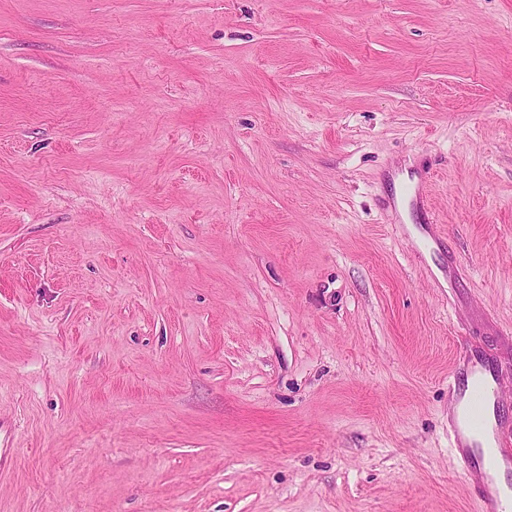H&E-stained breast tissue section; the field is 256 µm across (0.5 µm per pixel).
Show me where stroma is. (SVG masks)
<instances>
[{"label": "stroma", "mask_w": 512, "mask_h": 512, "mask_svg": "<svg viewBox=\"0 0 512 512\" xmlns=\"http://www.w3.org/2000/svg\"><path fill=\"white\" fill-rule=\"evenodd\" d=\"M465 330L512 366V0H0V512H478Z\"/></svg>", "instance_id": "obj_1"}]
</instances>
